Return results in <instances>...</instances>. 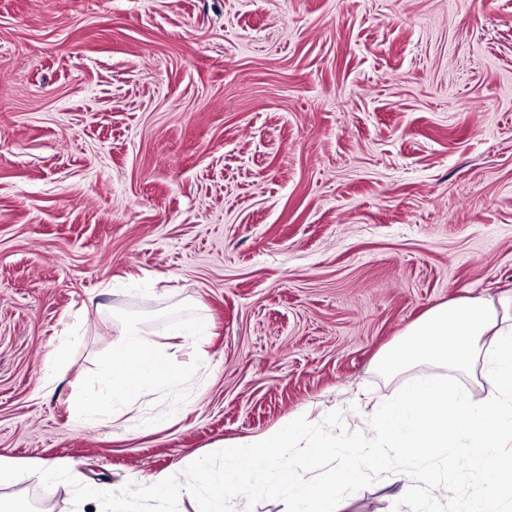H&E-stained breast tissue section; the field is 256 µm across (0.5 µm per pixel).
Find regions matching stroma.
I'll use <instances>...</instances> for the list:
<instances>
[{
    "instance_id": "stroma-1",
    "label": "stroma",
    "mask_w": 512,
    "mask_h": 512,
    "mask_svg": "<svg viewBox=\"0 0 512 512\" xmlns=\"http://www.w3.org/2000/svg\"><path fill=\"white\" fill-rule=\"evenodd\" d=\"M510 292L512 0H0V459L63 473L0 497L79 512L300 420L327 477L403 382L378 353ZM130 322L190 377L131 413L173 416L73 423ZM85 495L98 501L105 509L103 512H136L130 510L134 505L126 492L114 490L108 486H91L85 490Z\"/></svg>"
}]
</instances>
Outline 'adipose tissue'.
Masks as SVG:
<instances>
[{"mask_svg": "<svg viewBox=\"0 0 512 512\" xmlns=\"http://www.w3.org/2000/svg\"><path fill=\"white\" fill-rule=\"evenodd\" d=\"M478 360L491 393L479 397L472 387L444 379L407 382L395 401L374 414L369 430L375 447L356 443L346 448L347 464L333 481L319 482L305 469L280 465L282 449L291 447L295 437L289 428L229 443L223 467L213 471L206 486L177 482L165 472L137 473L130 483L144 500L174 503L186 496H207L209 512H223L225 495L258 489L284 496L288 512H318L322 502L384 469V452L390 449L433 471L430 512H440L442 502L461 488L468 495L469 512H495L501 501L512 497V460L504 461L500 453L512 440V295L495 302L463 298L430 310L381 354L378 366L387 374L428 363L465 372ZM182 381L171 370L167 354L149 348L141 329L130 325L113 341L111 359L100 366L101 393L74 399L70 413L78 422L105 415L117 423L139 398ZM461 454L476 472H495L496 481L463 482L449 468ZM259 471L266 479L258 486L253 476Z\"/></svg>", "mask_w": 512, "mask_h": 512, "instance_id": "obj_1", "label": "adipose tissue"}]
</instances>
